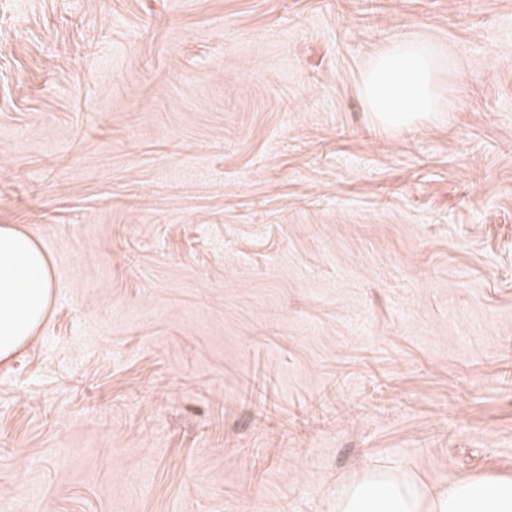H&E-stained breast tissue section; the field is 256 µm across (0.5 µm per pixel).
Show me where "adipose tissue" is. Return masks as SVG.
Listing matches in <instances>:
<instances>
[{"instance_id":"adipose-tissue-1","label":"adipose tissue","mask_w":512,"mask_h":512,"mask_svg":"<svg viewBox=\"0 0 512 512\" xmlns=\"http://www.w3.org/2000/svg\"><path fill=\"white\" fill-rule=\"evenodd\" d=\"M441 65L425 42L398 38L375 53L360 77L367 111L381 127L400 129L448 111ZM46 256L14 225L0 226V361L34 336L52 294ZM333 512H512V478L474 476L422 487L397 468L371 470L338 497Z\"/></svg>"}]
</instances>
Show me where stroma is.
Segmentation results:
<instances>
[{
  "label": "stroma",
  "instance_id": "1",
  "mask_svg": "<svg viewBox=\"0 0 512 512\" xmlns=\"http://www.w3.org/2000/svg\"><path fill=\"white\" fill-rule=\"evenodd\" d=\"M405 36L452 108L385 130ZM1 224L53 276L0 362L9 512L512 477V0H0ZM440 76L441 65L428 43L397 38L375 53L361 74L366 109L388 129L433 119L450 108Z\"/></svg>",
  "mask_w": 512,
  "mask_h": 512
}]
</instances>
